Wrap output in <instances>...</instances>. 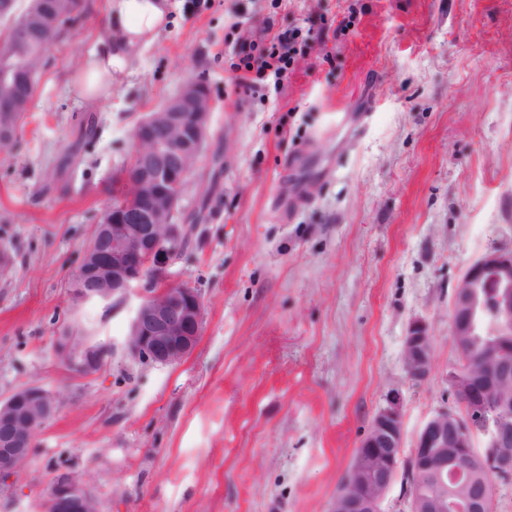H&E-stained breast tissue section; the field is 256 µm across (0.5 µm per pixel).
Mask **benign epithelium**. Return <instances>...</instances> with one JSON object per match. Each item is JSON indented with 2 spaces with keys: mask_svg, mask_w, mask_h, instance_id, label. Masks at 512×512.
<instances>
[{
  "mask_svg": "<svg viewBox=\"0 0 512 512\" xmlns=\"http://www.w3.org/2000/svg\"><path fill=\"white\" fill-rule=\"evenodd\" d=\"M41 19L30 14L0 69V93L14 98L15 107L27 97L15 86L18 66L13 58L26 50ZM214 103L210 91L195 79L185 82L158 111L143 118L134 131L132 181L119 202L105 209L93 240L71 280L76 300L122 299L137 284L145 294L129 324L127 346L132 354L154 363L182 361L197 346L204 323L200 293L169 280L168 269L187 236L177 222L184 194L176 195L185 177L183 158L200 151L208 140ZM177 131V139L168 132ZM493 317L490 335L499 337L486 355L494 367L474 371L464 361L445 374L459 410H438L414 438L409 467L416 478L428 474L434 483L424 496L407 492L398 512H448L465 502L472 512L485 503L489 487L472 479L471 448L482 433L487 444L478 456L490 474L512 472V250L490 251L466 270L457 284L451 309L450 333L458 351L472 349L470 338ZM56 351L67 365L91 372L100 348L65 334ZM406 371L416 382L433 373L430 324L413 320L405 338ZM60 404L59 395L32 383L0 399V480L15 475L28 461L34 438L46 427ZM404 421L400 393L386 396L344 474L333 512H384L383 503L403 461ZM46 512H101L87 482L73 472L52 478Z\"/></svg>",
  "mask_w": 512,
  "mask_h": 512,
  "instance_id": "obj_1",
  "label": "benign epithelium"
}]
</instances>
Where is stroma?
<instances>
[{
	"mask_svg": "<svg viewBox=\"0 0 512 512\" xmlns=\"http://www.w3.org/2000/svg\"><path fill=\"white\" fill-rule=\"evenodd\" d=\"M104 0L50 50L20 130L0 151V397L58 392L0 512H45L56 471L103 512H331L390 390L407 439L447 405L459 360L453 290L512 248V0H169L172 20L108 102L69 78L106 26ZM312 45L279 85L237 87L232 66L266 31ZM214 110L200 213L172 281L197 288L195 350L161 365L126 344L142 294L70 298L137 122L187 80ZM433 331L434 373L405 368L410 322ZM105 347L89 373L63 334Z\"/></svg>",
	"mask_w": 512,
	"mask_h": 512,
	"instance_id": "35a3bbf8",
	"label": "stroma"
}]
</instances>
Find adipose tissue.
<instances>
[{"mask_svg":"<svg viewBox=\"0 0 512 512\" xmlns=\"http://www.w3.org/2000/svg\"><path fill=\"white\" fill-rule=\"evenodd\" d=\"M107 32L72 75L76 93L94 104L108 99L129 73L132 52L154 43L170 20L167 0H105Z\"/></svg>","mask_w":512,"mask_h":512,"instance_id":"obj_1","label":"adipose tissue"}]
</instances>
